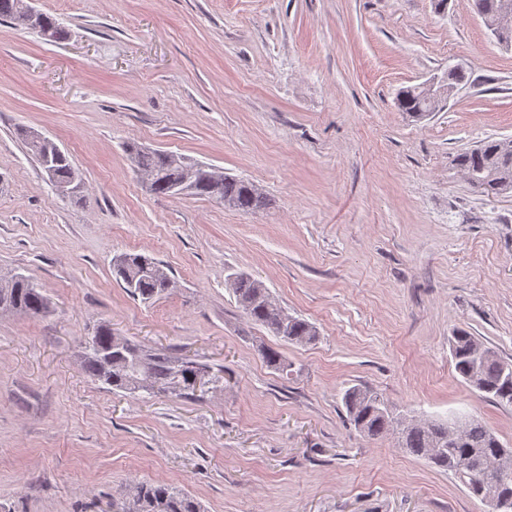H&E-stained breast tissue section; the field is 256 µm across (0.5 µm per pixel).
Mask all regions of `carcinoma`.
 Wrapping results in <instances>:
<instances>
[{"mask_svg": "<svg viewBox=\"0 0 512 512\" xmlns=\"http://www.w3.org/2000/svg\"><path fill=\"white\" fill-rule=\"evenodd\" d=\"M512 0H475L479 14L494 19L505 2ZM34 32L50 42L66 38L65 29L51 15L44 13L36 22ZM400 111L420 121L435 110L425 95V88L411 86L401 90L397 97ZM29 150L40 165L52 159L54 182L69 184L75 172L65 155H57L46 140H38L27 130L21 131ZM137 168L147 173L150 191L160 195H174V186L190 168L183 157L159 150H150L135 144L127 146ZM455 164L469 178L470 185L490 196L512 191V139L487 140L482 145L463 152ZM193 193L211 198L225 207L250 213L268 205V199L252 182L224 175L217 189L203 179H195ZM113 269L124 288L134 297L152 300L175 287V282L161 270L160 263L144 254L124 253L113 262ZM236 302L247 317L268 328L280 341L288 344H308L315 341L317 332L309 322L288 315L271 297L263 282L243 274L230 276ZM46 297L28 278L18 276L0 283V311H11L36 317L44 314ZM480 340L465 330L456 332L453 341L455 369L469 383L477 379L479 391L490 401L504 406L512 405V363L492 356L477 363L472 356L474 345ZM83 368L88 376L114 392H146L157 396L188 398L195 389L188 379L187 359H178L162 350H146L124 340L114 345L112 330L102 324L93 335L83 340ZM261 355L268 367L282 370L285 363L280 351L272 346L261 347ZM346 412L354 427L361 433L375 437L385 433L398 435V445L409 454L424 458L451 472L459 482L475 471L487 489L512 498V448H506L485 426L468 420L454 435H448L444 422L403 420L394 416L384 400L376 393L353 386L342 397ZM122 512H200V506L183 491L164 483H142L135 487Z\"/></svg>", "mask_w": 512, "mask_h": 512, "instance_id": "cac0c4a2", "label": "carcinoma"}]
</instances>
